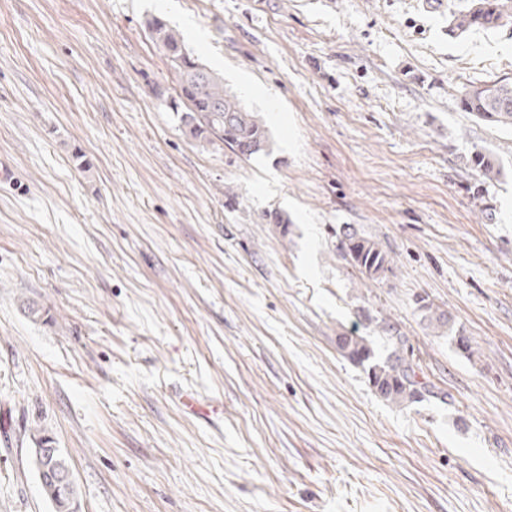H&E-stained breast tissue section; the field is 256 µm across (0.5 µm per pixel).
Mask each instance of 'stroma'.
<instances>
[{"mask_svg":"<svg viewBox=\"0 0 512 512\" xmlns=\"http://www.w3.org/2000/svg\"><path fill=\"white\" fill-rule=\"evenodd\" d=\"M457 5L0 0V512H51L36 425L79 512H512V129L459 99L512 81V30L449 37ZM154 14L263 115L269 154L160 106ZM347 224L392 274L360 279ZM372 316L435 397L388 403L339 354ZM470 164L486 180H496L503 171L501 161L489 152L476 151L470 158ZM340 237V255L355 268L363 280L379 281L393 271V257L359 229L347 224ZM416 305L428 328L439 330L442 333L448 332L455 352L469 359L473 357L475 351L471 339L465 336L463 329L455 327L454 319L449 312L434 307L423 297L417 300ZM27 437L31 443L30 449V465L36 476L42 483L54 482L58 486L65 484L58 488L52 483H40V488L45 500L49 503L52 512H70L68 505H77V489L76 484L71 473L70 463L66 455L58 448L53 457L48 461L44 458H38V453L43 449L44 445L49 442V433L45 429L30 428L28 429ZM45 461V462H44ZM47 461V462H46ZM43 464H46L45 466ZM43 465V466H42ZM50 465L59 474L69 475H56L54 471L49 469ZM42 466V467H41ZM41 467V468H40ZM41 469V470H40ZM40 471V473H39ZM70 477V479H69ZM38 478V480H39Z\"/></svg>","mask_w":512,"mask_h":512,"instance_id":"stroma-1","label":"stroma"}]
</instances>
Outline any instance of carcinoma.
Here are the masks:
<instances>
[{
  "label": "carcinoma",
  "instance_id": "1",
  "mask_svg": "<svg viewBox=\"0 0 512 512\" xmlns=\"http://www.w3.org/2000/svg\"><path fill=\"white\" fill-rule=\"evenodd\" d=\"M504 28H512V0H468L464 8L448 14V34L451 36L472 29L496 31ZM146 29L161 47L177 81L175 93L157 84L153 89L154 96L178 115L186 133L203 143L217 139L247 159L268 153L270 132L263 117L242 105L238 96L224 87V78L195 58L162 16L149 17ZM460 103L464 111L484 121L512 128V82L502 80L466 87L460 92ZM470 164L490 181L497 179L503 171L497 156L481 150L474 152ZM339 237L340 255L363 279L379 281L393 271V257L359 229L348 224ZM416 305L427 327L448 333L456 353L469 359L473 357L471 339L455 327L449 312L435 307L423 297ZM376 328L387 346L385 357L377 354L373 337L357 331L336 336L338 352L364 369L371 388L383 400L397 406L422 401L430 389L418 378V365L408 355L406 337L384 319L376 323ZM27 437L32 445L30 465L34 472H39L46 463L59 474L71 473L69 460L60 449L47 461L38 457L49 442L46 430L30 428ZM40 488L52 512H69V507L77 504V489L72 478L60 488L52 483L42 484Z\"/></svg>",
  "mask_w": 512,
  "mask_h": 512
}]
</instances>
